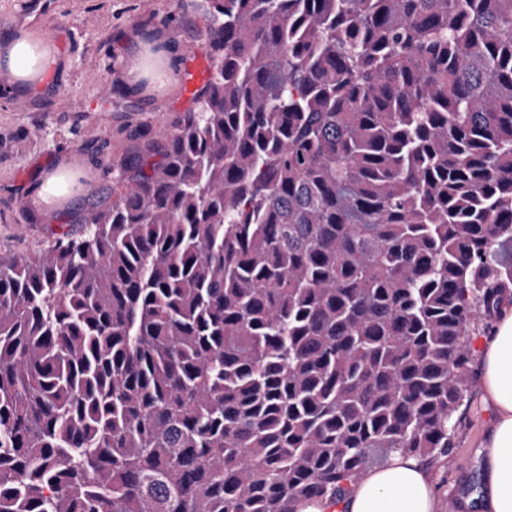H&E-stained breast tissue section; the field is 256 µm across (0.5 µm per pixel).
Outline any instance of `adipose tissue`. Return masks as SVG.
I'll list each match as a JSON object with an SVG mask.
<instances>
[{
    "mask_svg": "<svg viewBox=\"0 0 512 512\" xmlns=\"http://www.w3.org/2000/svg\"><path fill=\"white\" fill-rule=\"evenodd\" d=\"M55 62L39 36L27 34L0 48V71L21 88L44 78ZM477 348L484 399L495 410L482 443L483 512H512V310L503 313ZM291 512H438L439 495L427 471L410 456L393 454L368 472L339 502L301 499Z\"/></svg>",
    "mask_w": 512,
    "mask_h": 512,
    "instance_id": "adipose-tissue-1",
    "label": "adipose tissue"
}]
</instances>
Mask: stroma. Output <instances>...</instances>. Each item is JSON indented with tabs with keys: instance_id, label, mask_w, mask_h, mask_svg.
I'll use <instances>...</instances> for the list:
<instances>
[{
	"instance_id": "1",
	"label": "stroma",
	"mask_w": 512,
	"mask_h": 512,
	"mask_svg": "<svg viewBox=\"0 0 512 512\" xmlns=\"http://www.w3.org/2000/svg\"><path fill=\"white\" fill-rule=\"evenodd\" d=\"M54 2L61 42L50 76L60 92L28 102L0 98V253H34L50 244L59 225L78 230L89 210L110 207L115 197L100 156L120 158L135 138L156 136L191 103L186 74L206 76L204 59L184 55L187 44L198 43L205 22L183 11L179 0ZM157 47L172 68L162 85L125 64L133 52ZM102 71L112 82L136 88V97L102 101L90 79ZM61 169L77 176V189L69 199L37 203L38 182ZM462 412L447 458L427 467L439 490V512H468L464 500L479 482L476 451L495 418L479 375L471 377Z\"/></svg>"
}]
</instances>
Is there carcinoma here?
Returning <instances> with one entry per match:
<instances>
[{"mask_svg": "<svg viewBox=\"0 0 512 512\" xmlns=\"http://www.w3.org/2000/svg\"><path fill=\"white\" fill-rule=\"evenodd\" d=\"M117 200L0 255V512H290L448 455L512 301V0H198Z\"/></svg>", "mask_w": 512, "mask_h": 512, "instance_id": "carcinoma-1", "label": "carcinoma"}]
</instances>
